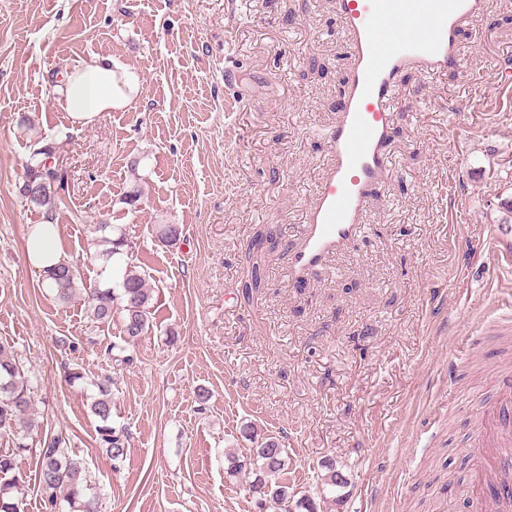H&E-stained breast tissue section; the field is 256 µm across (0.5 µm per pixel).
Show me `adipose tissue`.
Here are the masks:
<instances>
[{"label":"adipose tissue","instance_id":"obj_1","mask_svg":"<svg viewBox=\"0 0 512 512\" xmlns=\"http://www.w3.org/2000/svg\"><path fill=\"white\" fill-rule=\"evenodd\" d=\"M138 88L134 74L116 70L111 59L93 58L65 75L58 94L71 121L85 125L124 105Z\"/></svg>","mask_w":512,"mask_h":512}]
</instances>
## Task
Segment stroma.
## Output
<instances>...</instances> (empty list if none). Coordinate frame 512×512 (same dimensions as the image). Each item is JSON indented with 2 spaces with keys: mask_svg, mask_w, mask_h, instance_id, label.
Masks as SVG:
<instances>
[{
  "mask_svg": "<svg viewBox=\"0 0 512 512\" xmlns=\"http://www.w3.org/2000/svg\"><path fill=\"white\" fill-rule=\"evenodd\" d=\"M457 44L459 68L400 75L391 167L361 235L295 281L349 69L335 0H0V345L38 380L17 457L25 512H43L36 450L56 434L99 512H259L248 476L226 473L248 423L281 441L296 500L317 512H466L446 475L467 463L502 356L493 342L455 349L512 294L496 257L512 239V0H485ZM93 57L136 74L140 93L76 125L56 85ZM37 142L68 173L50 218L16 190ZM48 218L70 257L94 255L101 223L132 242L154 307L130 368L106 353L121 320L95 325L26 263ZM159 224L180 225L176 246ZM74 367L82 381H67ZM108 372L128 452L117 471L90 411ZM452 382L465 408L449 413ZM327 460L341 490L322 486Z\"/></svg>",
  "mask_w": 512,
  "mask_h": 512,
  "instance_id": "obj_1",
  "label": "stroma"
}]
</instances>
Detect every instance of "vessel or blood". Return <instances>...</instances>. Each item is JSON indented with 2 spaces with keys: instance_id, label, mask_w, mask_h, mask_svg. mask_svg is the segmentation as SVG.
<instances>
[{
  "instance_id": "vessel-or-blood-1",
  "label": "vessel or blood",
  "mask_w": 512,
  "mask_h": 512,
  "mask_svg": "<svg viewBox=\"0 0 512 512\" xmlns=\"http://www.w3.org/2000/svg\"><path fill=\"white\" fill-rule=\"evenodd\" d=\"M483 0H336L349 49L344 109L330 128V165L308 204L289 272L302 278L356 237L375 186L389 169L388 145L398 77L407 68L432 75L458 63L459 29ZM497 395L484 405L467 442L474 463L468 512H493L511 493L492 480L488 457L512 466V369L498 371Z\"/></svg>"
}]
</instances>
